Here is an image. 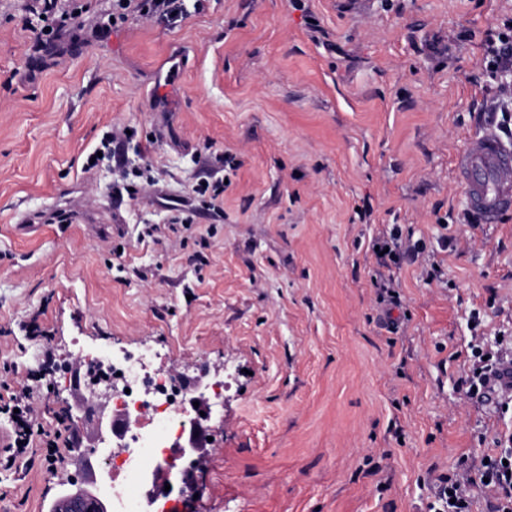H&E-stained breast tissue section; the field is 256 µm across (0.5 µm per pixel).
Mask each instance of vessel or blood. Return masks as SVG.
Masks as SVG:
<instances>
[{"label":"vessel or blood","mask_w":512,"mask_h":512,"mask_svg":"<svg viewBox=\"0 0 512 512\" xmlns=\"http://www.w3.org/2000/svg\"><path fill=\"white\" fill-rule=\"evenodd\" d=\"M456 175L470 208L485 223L512 210V143L494 133L475 136L459 154Z\"/></svg>","instance_id":"1"}]
</instances>
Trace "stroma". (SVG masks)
<instances>
[{
    "label": "stroma",
    "mask_w": 512,
    "mask_h": 512,
    "mask_svg": "<svg viewBox=\"0 0 512 512\" xmlns=\"http://www.w3.org/2000/svg\"><path fill=\"white\" fill-rule=\"evenodd\" d=\"M30 5L0 0V366L51 347L45 422L94 401L80 339L223 381L196 512H429L438 474L512 443V406L460 386L473 336H512V211L478 222L455 175L512 128L485 67L512 0H177L39 68ZM395 226L424 252L392 301ZM76 475L0 473V512Z\"/></svg>",
    "instance_id": "1"
}]
</instances>
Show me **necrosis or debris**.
Returning a JSON list of instances; mask_svg holds the SVG:
<instances>
[{
	"instance_id": "necrosis-or-debris-1",
	"label": "necrosis or debris",
	"mask_w": 512,
	"mask_h": 512,
	"mask_svg": "<svg viewBox=\"0 0 512 512\" xmlns=\"http://www.w3.org/2000/svg\"><path fill=\"white\" fill-rule=\"evenodd\" d=\"M74 352L83 362L84 384L115 387L112 416L123 427L112 444L123 449L118 470L125 479L124 512H166L171 496L149 474L189 441L195 418L191 389L154 366L152 353L144 349L123 356L109 350L90 353L78 341Z\"/></svg>"
}]
</instances>
